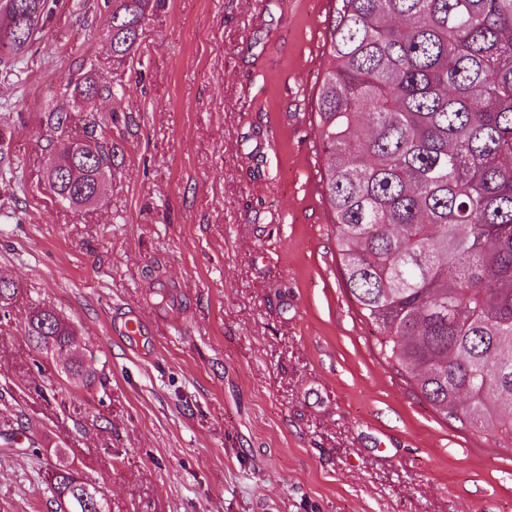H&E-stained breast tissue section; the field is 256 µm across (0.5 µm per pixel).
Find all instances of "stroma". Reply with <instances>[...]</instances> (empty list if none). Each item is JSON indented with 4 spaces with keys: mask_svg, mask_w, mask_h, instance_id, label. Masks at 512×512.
<instances>
[{
    "mask_svg": "<svg viewBox=\"0 0 512 512\" xmlns=\"http://www.w3.org/2000/svg\"><path fill=\"white\" fill-rule=\"evenodd\" d=\"M102 0H58L0 69V512H54L65 461L108 512H512V449L444 419L342 286L315 140L335 0H162L117 62ZM104 77L111 97L70 100ZM115 153L98 203L46 179L45 112ZM95 375L24 337L30 304ZM118 308L145 333L111 338Z\"/></svg>",
    "mask_w": 512,
    "mask_h": 512,
    "instance_id": "stroma-1",
    "label": "stroma"
}]
</instances>
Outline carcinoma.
<instances>
[{
	"label": "carcinoma",
	"instance_id": "cac0c4a2",
	"mask_svg": "<svg viewBox=\"0 0 512 512\" xmlns=\"http://www.w3.org/2000/svg\"><path fill=\"white\" fill-rule=\"evenodd\" d=\"M159 4L104 0L112 57L140 44ZM54 7L0 0L1 67L17 68ZM325 46L316 134L343 286L379 354L436 412L512 441V0H340ZM73 92L88 101L112 86L86 77ZM44 121L54 150L77 151L55 193L81 206L112 147H73L61 105ZM18 293L0 276L3 316ZM24 332L91 385L54 310L32 308ZM48 488L71 512H106L99 486L67 466Z\"/></svg>",
	"mask_w": 512,
	"mask_h": 512
}]
</instances>
